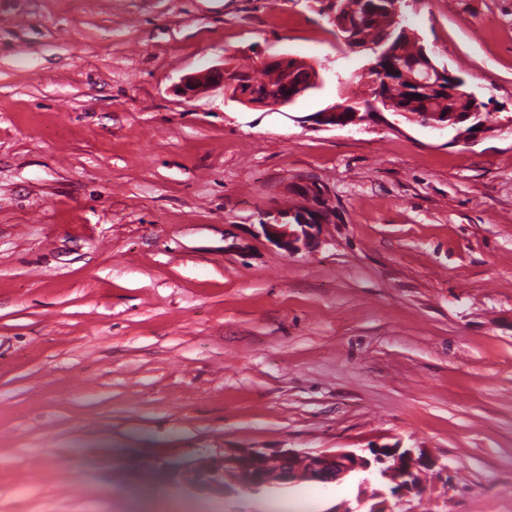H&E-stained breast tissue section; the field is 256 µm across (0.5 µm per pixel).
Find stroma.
Listing matches in <instances>:
<instances>
[{
    "mask_svg": "<svg viewBox=\"0 0 512 512\" xmlns=\"http://www.w3.org/2000/svg\"><path fill=\"white\" fill-rule=\"evenodd\" d=\"M331 0H0V512H151L165 460L401 443L458 475L405 512H512V0H404L410 34L498 127L314 113L365 85ZM269 55L293 103L181 79ZM325 243L252 237L297 185ZM328 512L357 484L214 497Z\"/></svg>",
    "mask_w": 512,
    "mask_h": 512,
    "instance_id": "obj_1",
    "label": "stroma"
}]
</instances>
